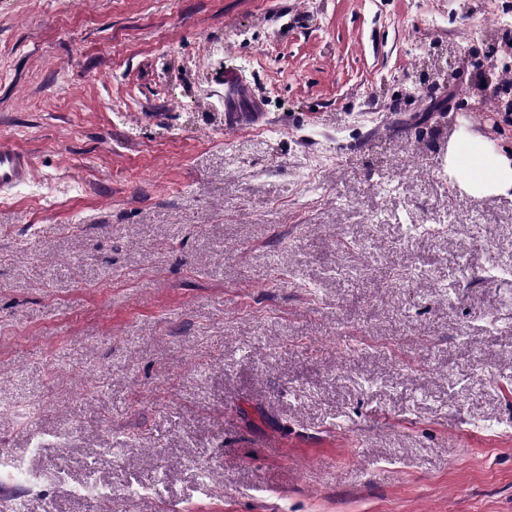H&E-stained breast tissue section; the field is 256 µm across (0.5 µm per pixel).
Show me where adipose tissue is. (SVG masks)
<instances>
[{
  "instance_id": "adipose-tissue-1",
  "label": "adipose tissue",
  "mask_w": 512,
  "mask_h": 512,
  "mask_svg": "<svg viewBox=\"0 0 512 512\" xmlns=\"http://www.w3.org/2000/svg\"><path fill=\"white\" fill-rule=\"evenodd\" d=\"M448 166L460 186L471 196L512 191V157L489 149L479 135L452 139L448 146Z\"/></svg>"
}]
</instances>
